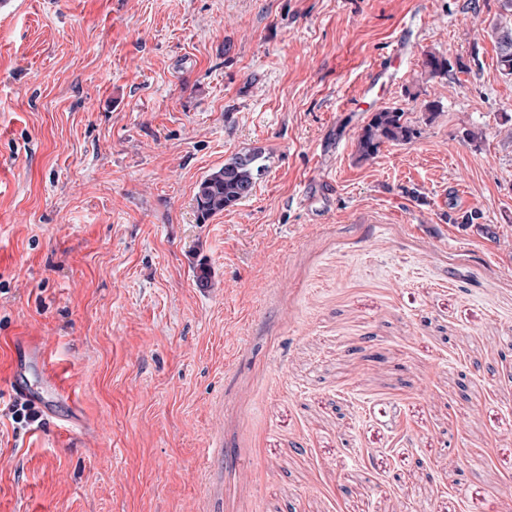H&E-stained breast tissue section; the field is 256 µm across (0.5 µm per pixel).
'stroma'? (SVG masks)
Returning a JSON list of instances; mask_svg holds the SVG:
<instances>
[{"label": "stroma", "mask_w": 512, "mask_h": 512, "mask_svg": "<svg viewBox=\"0 0 512 512\" xmlns=\"http://www.w3.org/2000/svg\"><path fill=\"white\" fill-rule=\"evenodd\" d=\"M502 3L0 0V391L32 339L72 397L0 421V512H512ZM418 130L402 108L386 107L374 112L358 137L359 159L369 161L377 157L386 143H410ZM261 159L258 151L237 154L225 161L224 166L204 176L195 193L200 222L223 213L252 195L264 170ZM4 397L5 393L0 391V418L5 416L9 419L15 440H18L21 434L24 436L42 427L44 420L34 403L18 395H9L8 400Z\"/></svg>", "instance_id": "stroma-1"}]
</instances>
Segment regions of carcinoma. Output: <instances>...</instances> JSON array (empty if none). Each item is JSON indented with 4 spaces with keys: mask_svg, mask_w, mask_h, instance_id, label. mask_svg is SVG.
<instances>
[{
    "mask_svg": "<svg viewBox=\"0 0 512 512\" xmlns=\"http://www.w3.org/2000/svg\"><path fill=\"white\" fill-rule=\"evenodd\" d=\"M491 36L498 48L500 74L512 76V24L497 22ZM424 70L432 77L444 75L452 69L448 58L437 53L425 54ZM418 130L402 108L386 107L374 112L358 137V154L362 161L377 157L386 143H409ZM264 165L261 153L251 151L237 154L224 162V166L208 173L199 182L195 201L200 222L220 214L252 195Z\"/></svg>",
    "mask_w": 512,
    "mask_h": 512,
    "instance_id": "1",
    "label": "carcinoma"
}]
</instances>
